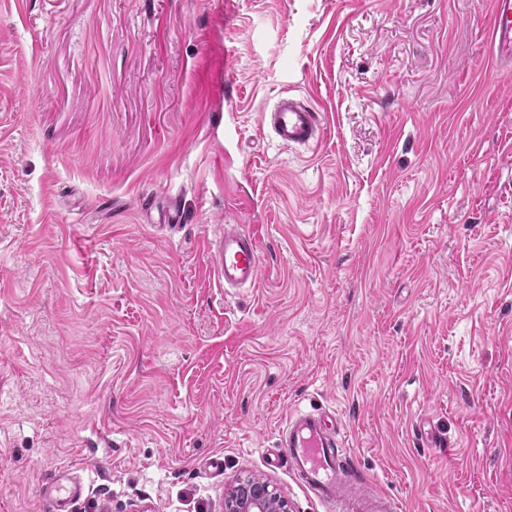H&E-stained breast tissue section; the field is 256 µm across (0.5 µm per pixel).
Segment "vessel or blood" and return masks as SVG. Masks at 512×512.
I'll use <instances>...</instances> for the list:
<instances>
[{
	"instance_id": "1",
	"label": "vessel or blood",
	"mask_w": 512,
	"mask_h": 512,
	"mask_svg": "<svg viewBox=\"0 0 512 512\" xmlns=\"http://www.w3.org/2000/svg\"><path fill=\"white\" fill-rule=\"evenodd\" d=\"M488 28L496 55L512 59V0H493ZM263 123L287 147L317 143L324 127L321 113L290 94L281 96L273 109L264 113ZM260 257L259 235L236 224L225 225L211 251L212 268L228 288L255 285ZM277 446L269 465L287 462L295 480L325 512H397L392 499L356 477L335 415L294 414L281 431ZM82 493L80 483L55 484L45 492L48 512H66L67 503Z\"/></svg>"
}]
</instances>
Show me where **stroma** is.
<instances>
[{
  "instance_id": "obj_1",
  "label": "stroma",
  "mask_w": 512,
  "mask_h": 512,
  "mask_svg": "<svg viewBox=\"0 0 512 512\" xmlns=\"http://www.w3.org/2000/svg\"><path fill=\"white\" fill-rule=\"evenodd\" d=\"M491 11L0 0V512H46L63 473L85 484L69 512H224L250 476L323 512L265 463L297 409L335 413L400 512H512ZM287 93L323 113L318 145L263 128ZM224 224L261 238L253 287L210 268Z\"/></svg>"
}]
</instances>
